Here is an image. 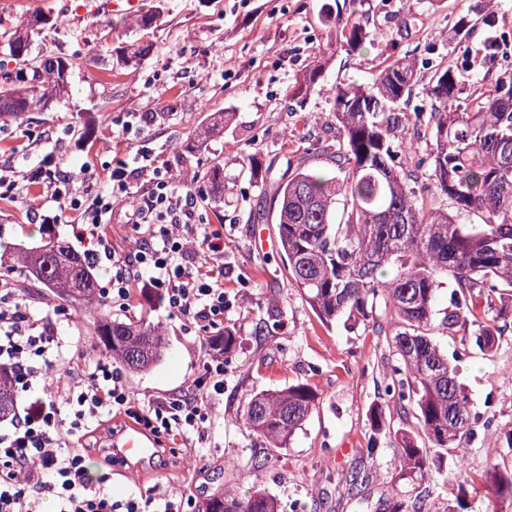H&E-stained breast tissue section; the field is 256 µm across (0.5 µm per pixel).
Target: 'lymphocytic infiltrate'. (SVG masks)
Instances as JSON below:
<instances>
[{
  "instance_id": "1",
  "label": "lymphocytic infiltrate",
  "mask_w": 512,
  "mask_h": 512,
  "mask_svg": "<svg viewBox=\"0 0 512 512\" xmlns=\"http://www.w3.org/2000/svg\"><path fill=\"white\" fill-rule=\"evenodd\" d=\"M147 177L149 188L134 191L132 181ZM30 182L45 181L46 199L68 220L87 255L112 258V277L105 293L112 303L125 304L134 282L161 295L170 313L192 320L206 333L223 324L232 309L224 292V236L198 223L195 191L172 181L166 167L144 152L118 160L106 193L79 195L68 171L44 174L35 169ZM135 205L128 215L132 243L117 252L103 232L114 209L126 200ZM58 337L39 332L8 288L0 289V366L12 369L15 389L28 392L46 385L56 363L49 357ZM73 408L63 420L62 406ZM208 398L141 401L132 396L122 377L106 364H96L86 379L48 398L29 402L14 413L0 431V512H25L37 497L55 501L56 512H180L168 498L114 496L110 488L94 485L80 449L66 436L82 430L84 422L112 414L126 416L156 437L191 447V432L202 431L208 419Z\"/></svg>"
}]
</instances>
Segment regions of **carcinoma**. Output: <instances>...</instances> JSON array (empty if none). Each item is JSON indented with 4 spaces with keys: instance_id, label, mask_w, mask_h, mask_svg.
Listing matches in <instances>:
<instances>
[{
    "instance_id": "obj_1",
    "label": "carcinoma",
    "mask_w": 512,
    "mask_h": 512,
    "mask_svg": "<svg viewBox=\"0 0 512 512\" xmlns=\"http://www.w3.org/2000/svg\"><path fill=\"white\" fill-rule=\"evenodd\" d=\"M327 25L336 43L354 52L366 38L355 13L327 7ZM45 19L34 16L4 29L0 42L19 65L15 79L0 86V119L17 120L43 112L69 96L73 63L66 57L28 55ZM315 65L294 86L303 96L323 77ZM413 64L399 59L386 66L371 87L333 88L336 144L326 171L299 163L275 182L278 249L288 274L318 318L346 326L378 324L384 311L395 320L394 361L385 392L404 415L415 419L393 449L403 480L466 469L462 440L474 434L481 416L472 411L448 354L436 340L463 333L469 345L485 352L512 315V79L500 80L482 94L471 112L456 105L454 69L435 74L427 96L431 112H399L409 91ZM413 126L417 137L406 136ZM224 135V120L201 124L193 137L208 143ZM427 158L419 159V144ZM213 194H224V167L203 173ZM446 199L452 209L435 201ZM482 216L480 224L461 217ZM18 263L26 282L3 280L7 288L37 283L56 299L70 303L91 323L95 345L134 372L162 361L167 347L161 322L112 318L106 309L95 263L63 241L49 237L42 246L20 249ZM450 303L439 308L445 289ZM235 333L209 339L210 349L229 357ZM319 394L301 382L262 391L246 405V428L273 448H284L305 425ZM17 401L7 371L0 368V419ZM425 437L431 448H422ZM488 492L512 494V472L492 467L475 479L466 476L452 493L466 508L468 484ZM198 512H280L270 494L247 496L230 491L205 500Z\"/></svg>"
}]
</instances>
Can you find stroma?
<instances>
[{"label":"stroma","instance_id":"stroma-1","mask_svg":"<svg viewBox=\"0 0 512 512\" xmlns=\"http://www.w3.org/2000/svg\"><path fill=\"white\" fill-rule=\"evenodd\" d=\"M326 2L141 0L140 13L153 14L154 21L139 32L127 27L126 16L109 15L102 0H0V29L29 13L46 16L31 56L61 55L76 63L68 98L48 111L28 113L21 123H0V167L16 178L10 196L0 198V255L40 245L47 231L73 237L66 225L42 224V216H54L51 206L38 218L29 210L34 188L25 176L43 166L47 155L63 159L76 188L90 197L105 191L116 160L137 148L150 149L174 172L224 166V289L235 302L224 324L238 338L224 366V392L214 396L196 447L165 452L139 469L109 457L105 438L121 420L88 433L79 443L86 465L94 475H108L116 495L183 498L186 512H198L202 502L228 487L242 495L264 490L281 506L299 503L301 512H390L398 498L410 512L420 507L451 512L456 506L446 481H399L394 432L413 421L402 417L384 392L395 326L386 316L377 330L320 321L279 257L273 182L285 167L282 134L302 118L310 124L300 149L315 153L332 141L336 84H372L387 64L408 58L416 74L403 109L426 112L437 68H459V104L465 110L477 82L512 77V0H348L347 10L362 16L369 32L351 55L323 21ZM491 39L494 58L470 66ZM134 41L149 51L137 67L128 68L122 56ZM318 57L326 61L321 88L293 96L297 78ZM133 112L157 113V122L127 128ZM221 112L229 116L223 138L194 142V128ZM239 156L256 158L255 178L241 175ZM259 209L265 222L251 223L249 213ZM258 234L265 240L261 250L253 245ZM15 296L40 326L58 336L70 358V365L56 372L61 382L81 378L105 359L75 306L47 298L39 288ZM110 311L121 318L159 320L165 327L164 360L147 373H124L136 397L201 393L210 354L195 325L172 316L157 294L145 289L135 290L128 306L114 304ZM439 343L456 359L472 409L484 418L466 442L468 471L480 476L491 463L511 469L512 449L501 437L512 429V324L489 352L463 348L456 336H441ZM299 382L317 389L319 403L287 447H269L245 429L246 404L257 392ZM376 408L386 419L378 432L370 419ZM374 439L379 445L371 456L367 448ZM359 469L369 475L366 484L354 492L339 486L340 477Z\"/></svg>","mask_w":512,"mask_h":512}]
</instances>
